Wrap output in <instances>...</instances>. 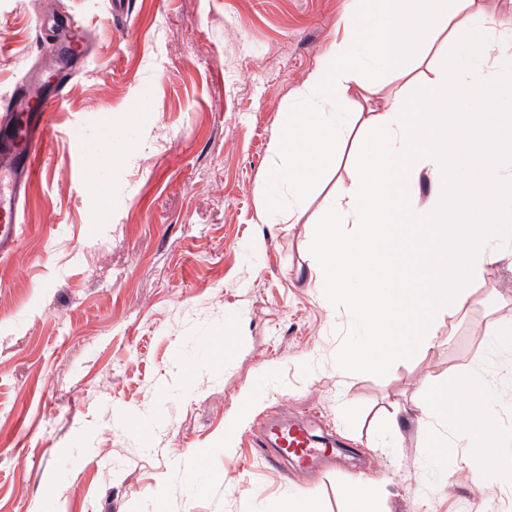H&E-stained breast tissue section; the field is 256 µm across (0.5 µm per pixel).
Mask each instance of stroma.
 <instances>
[{
  "label": "stroma",
  "instance_id": "stroma-1",
  "mask_svg": "<svg viewBox=\"0 0 512 512\" xmlns=\"http://www.w3.org/2000/svg\"><path fill=\"white\" fill-rule=\"evenodd\" d=\"M0 0V97L41 57L35 24L69 17L94 49L75 62L44 134L25 230L0 257V512H285L316 488L344 512L355 480L386 512H463L455 463L432 465L433 423L415 408L480 368L503 455H512V242L442 344L382 378L340 373L352 319L315 283L310 228L354 176L341 152L299 223L257 218L270 144L357 0ZM242 323L223 358L214 339ZM188 391L159 398L175 367ZM250 419H313L345 452L304 474L264 465L248 426L224 446L243 390ZM199 451L192 488L175 457Z\"/></svg>",
  "mask_w": 512,
  "mask_h": 512
}]
</instances>
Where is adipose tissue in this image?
I'll use <instances>...</instances> for the list:
<instances>
[{"label":"adipose tissue","mask_w":512,"mask_h":512,"mask_svg":"<svg viewBox=\"0 0 512 512\" xmlns=\"http://www.w3.org/2000/svg\"><path fill=\"white\" fill-rule=\"evenodd\" d=\"M484 389V377L468 372L455 380L451 390L432 391L420 404L422 414L438 427L430 436L433 457L442 463L454 460L469 475L474 492L472 512H491L486 490L497 482L499 471L498 465L488 462L497 447V437L474 421V410L481 404Z\"/></svg>","instance_id":"1"}]
</instances>
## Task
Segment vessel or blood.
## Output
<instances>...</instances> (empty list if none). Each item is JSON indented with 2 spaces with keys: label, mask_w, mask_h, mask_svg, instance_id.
<instances>
[{
  "label": "vessel or blood",
  "mask_w": 512,
  "mask_h": 512,
  "mask_svg": "<svg viewBox=\"0 0 512 512\" xmlns=\"http://www.w3.org/2000/svg\"><path fill=\"white\" fill-rule=\"evenodd\" d=\"M69 74H55L43 82L35 70L21 77L12 94L0 105V155L8 165L0 168V255L8 254L22 230L29 184L42 170L41 142L49 112L67 90ZM264 461L272 467L292 462L303 473L336 457V440L318 442L305 422L272 416L260 423Z\"/></svg>",
  "instance_id": "1"
}]
</instances>
